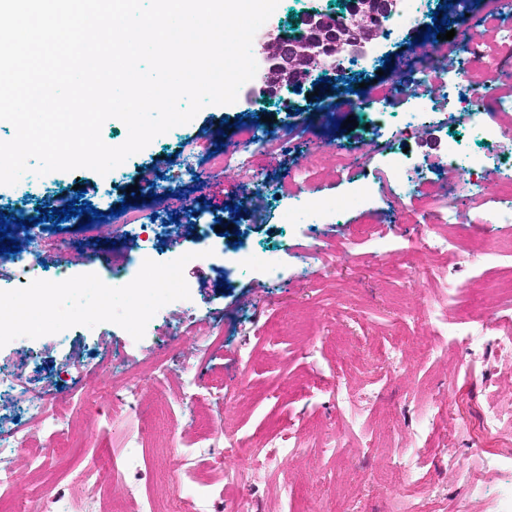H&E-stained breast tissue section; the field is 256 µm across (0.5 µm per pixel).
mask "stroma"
<instances>
[{
	"instance_id": "1",
	"label": "stroma",
	"mask_w": 512,
	"mask_h": 512,
	"mask_svg": "<svg viewBox=\"0 0 512 512\" xmlns=\"http://www.w3.org/2000/svg\"><path fill=\"white\" fill-rule=\"evenodd\" d=\"M338 0H279L264 27L293 33L311 12H332ZM426 11L446 6L449 26L490 24L488 0H424ZM426 28L400 29L373 42L345 80L366 76V96L404 74L407 49ZM488 64L469 69L472 83L498 85L512 73V53L495 34L481 46ZM345 80L315 85L314 96L282 90L267 98L261 79L247 82L230 105H208L187 124L155 138L123 163L111 186L90 169L25 174L13 186L0 185V213L17 218L56 208L81 197L105 212L120 203L141 209L147 235L156 236L161 255L184 257L186 289L175 303L147 317L140 335H130L123 294L112 309L89 322L106 270H122L133 241L115 231L110 243L93 237L49 238L37 263L22 271L0 265V297L10 298L44 275L65 272L73 286L55 294L48 318L37 329L0 338V420L26 419L29 392L55 396L69 424L60 434L34 430L28 447L0 456L14 482L0 512H145L148 502L179 493L185 512H394L395 489L403 471L391 460L421 450L424 478L406 506L411 512H501L512 492V475L483 472L474 491L466 474L449 469L444 448L482 470L474 448L489 455L512 453V425L500 436L484 434L488 401L512 398V355L486 344L463 346L432 328V309L452 300L449 325L490 323L512 333V296L492 295L496 283L512 280V259L468 262L477 244L511 243L512 222L486 224L492 209L512 215V199L492 188L449 202L454 223L439 225L449 250L422 244V224H408L380 193L343 211L337 224L289 223L291 206L281 187L289 173L311 155L320 168L304 184L305 195L350 198L356 186L385 174L392 156L406 154L419 164L413 177L428 183L450 135L464 153L488 163L512 155V137L481 143L463 113L439 100L438 114L422 132L402 135L407 97L391 99L386 113L354 107ZM265 112L261 128L287 130L288 150L256 151L248 168H230L205 192L194 189L192 173L153 166L154 158L193 152L195 171L231 140L236 115ZM358 125L346 129V119ZM380 121L383 133L365 169L337 177L333 145L366 134ZM175 185L171 198L153 197L156 182ZM234 232L221 236L220 228ZM271 257L280 267L268 277L260 265L226 276L224 258L240 247ZM82 248L84 261L70 257ZM347 252V259L323 265L314 253ZM399 346L404 374L374 357L375 350ZM139 398L130 410L119 401L127 380ZM221 422L223 436H210L207 420ZM277 436L276 467L249 483L231 481L244 464L227 452L226 439L261 448ZM49 452L43 468L34 454ZM94 467V481L81 473Z\"/></svg>"
}]
</instances>
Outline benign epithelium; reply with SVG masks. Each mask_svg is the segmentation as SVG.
Wrapping results in <instances>:
<instances>
[{
  "mask_svg": "<svg viewBox=\"0 0 512 512\" xmlns=\"http://www.w3.org/2000/svg\"><path fill=\"white\" fill-rule=\"evenodd\" d=\"M398 0H347L344 22L333 14L310 15L293 37L267 31L260 54L265 63L262 93L303 89L316 74L344 70V63L365 54L366 45L396 13Z\"/></svg>",
  "mask_w": 512,
  "mask_h": 512,
  "instance_id": "1",
  "label": "benign epithelium"
}]
</instances>
